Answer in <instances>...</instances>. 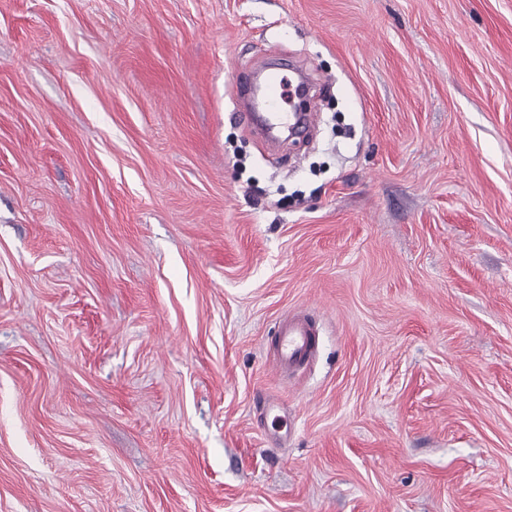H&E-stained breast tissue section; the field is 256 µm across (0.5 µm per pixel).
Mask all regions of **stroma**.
I'll return each instance as SVG.
<instances>
[{
  "label": "stroma",
  "mask_w": 512,
  "mask_h": 512,
  "mask_svg": "<svg viewBox=\"0 0 512 512\" xmlns=\"http://www.w3.org/2000/svg\"><path fill=\"white\" fill-rule=\"evenodd\" d=\"M0 512H512V0H0ZM281 69H275L268 73L262 92V107L266 116L264 126L272 128L276 125L288 124V121L295 120L293 125H297L303 120L311 125L315 117L316 105L313 101H308L305 111L300 116L297 113L284 112L283 105L287 97V86L285 76ZM316 328L305 314H296L279 323L273 345L276 367L281 373L299 370L316 350Z\"/></svg>",
  "instance_id": "obj_1"
}]
</instances>
